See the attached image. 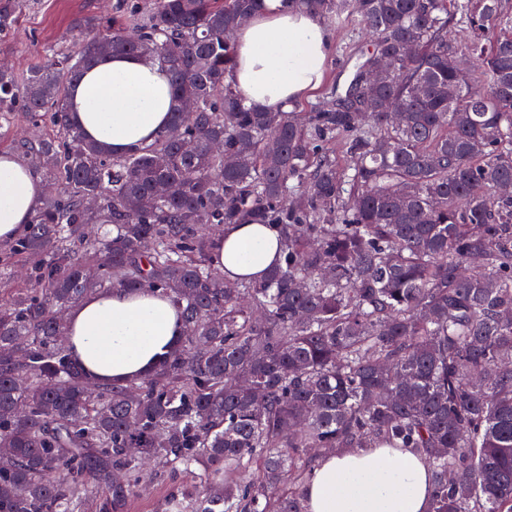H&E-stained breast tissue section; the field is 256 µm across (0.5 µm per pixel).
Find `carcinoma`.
Listing matches in <instances>:
<instances>
[{"label":"carcinoma","instance_id":"1","mask_svg":"<svg viewBox=\"0 0 512 512\" xmlns=\"http://www.w3.org/2000/svg\"><path fill=\"white\" fill-rule=\"evenodd\" d=\"M260 2L149 0L0 69V142L51 188L0 242V512H124L146 464L172 481L164 512H307L322 451L348 448L424 456L430 512H512V5L296 0L370 42L344 93L265 112L226 83ZM109 53L155 57L179 102L122 157L65 93ZM18 114L40 131L11 137ZM226 224L276 226L283 260L227 278ZM116 287L185 324L123 385L86 377L57 317Z\"/></svg>","mask_w":512,"mask_h":512}]
</instances>
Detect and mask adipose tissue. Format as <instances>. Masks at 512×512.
Segmentation results:
<instances>
[{
    "label": "adipose tissue",
    "mask_w": 512,
    "mask_h": 512,
    "mask_svg": "<svg viewBox=\"0 0 512 512\" xmlns=\"http://www.w3.org/2000/svg\"><path fill=\"white\" fill-rule=\"evenodd\" d=\"M332 33L314 13L263 0L235 35L229 80L248 105L290 110L326 72ZM71 120L120 156L167 126L177 100L165 71L147 56L108 55L67 90ZM44 192L16 155L0 154V241L21 234ZM280 235L265 224H228L217 262L232 278L263 279L278 264ZM67 343L93 378L123 381L149 372L183 333L179 304L153 291L112 288L86 297L67 319ZM432 481L423 456L354 448L320 458L307 487L309 512H429Z\"/></svg>",
    "instance_id": "ef3b65f1"
}]
</instances>
